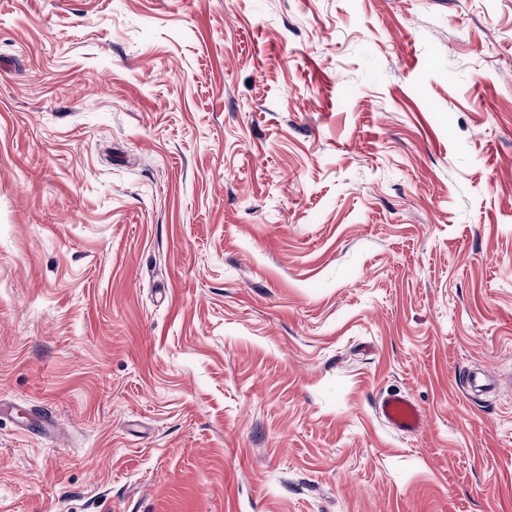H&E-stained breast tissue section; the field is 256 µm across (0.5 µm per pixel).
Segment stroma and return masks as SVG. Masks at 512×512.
I'll return each instance as SVG.
<instances>
[{"label":"stroma","mask_w":512,"mask_h":512,"mask_svg":"<svg viewBox=\"0 0 512 512\" xmlns=\"http://www.w3.org/2000/svg\"><path fill=\"white\" fill-rule=\"evenodd\" d=\"M0 512H512V0H0ZM376 410L392 428L399 432H416L423 427L421 411L407 396L398 394L383 396L377 402Z\"/></svg>","instance_id":"stroma-1"}]
</instances>
